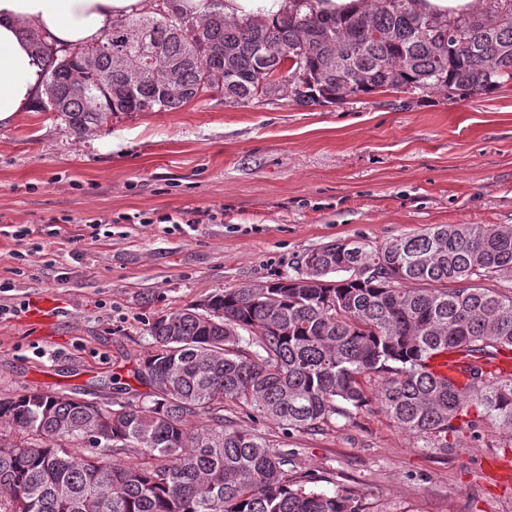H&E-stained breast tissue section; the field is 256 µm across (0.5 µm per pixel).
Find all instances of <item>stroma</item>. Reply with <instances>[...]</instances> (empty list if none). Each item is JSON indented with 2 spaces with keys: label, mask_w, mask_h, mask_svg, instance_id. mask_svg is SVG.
I'll return each instance as SVG.
<instances>
[{
  "label": "stroma",
  "mask_w": 512,
  "mask_h": 512,
  "mask_svg": "<svg viewBox=\"0 0 512 512\" xmlns=\"http://www.w3.org/2000/svg\"><path fill=\"white\" fill-rule=\"evenodd\" d=\"M210 208L216 220L164 224ZM111 216L97 237L80 218ZM146 223H136V216ZM0 219L31 225L17 258L0 235V397L29 391L138 401L153 317L291 271L331 241L375 246L434 224L512 225V90L424 102L375 93L301 106L242 104L210 91L176 112H139L75 135L50 112L0 128ZM65 314L41 333L26 309ZM224 415L292 452L297 476L346 488L369 512H512V442L470 413L447 451L379 408L294 431L227 406Z\"/></svg>",
  "instance_id": "obj_1"
}]
</instances>
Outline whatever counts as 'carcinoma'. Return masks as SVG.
Segmentation results:
<instances>
[{"label": "carcinoma", "instance_id": "carcinoma-1", "mask_svg": "<svg viewBox=\"0 0 512 512\" xmlns=\"http://www.w3.org/2000/svg\"><path fill=\"white\" fill-rule=\"evenodd\" d=\"M206 2L196 15L156 0L92 46L59 49L23 31L42 69L38 108L80 136L210 90L307 105L391 90L465 100L512 85V0L459 16L418 12L413 0L348 15L289 0L272 21L226 18L223 0ZM503 276L512 225L435 224L375 247L326 243L291 275L158 315L137 370L151 387L141 403L0 398V422L21 435H0V512H366L353 493L292 476V452L232 425L225 406L301 431L374 402L443 451L455 422L480 408L512 436V377L484 371L512 352V291L484 285ZM453 349L469 361L464 388L429 369ZM128 448L136 460L114 463Z\"/></svg>", "mask_w": 512, "mask_h": 512}]
</instances>
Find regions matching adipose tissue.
<instances>
[{
  "label": "adipose tissue",
  "mask_w": 512,
  "mask_h": 512,
  "mask_svg": "<svg viewBox=\"0 0 512 512\" xmlns=\"http://www.w3.org/2000/svg\"><path fill=\"white\" fill-rule=\"evenodd\" d=\"M149 6L150 0H0V127L32 105L41 84V65L22 29L38 30L63 47H82Z\"/></svg>",
  "instance_id": "ef3b65f1"
}]
</instances>
